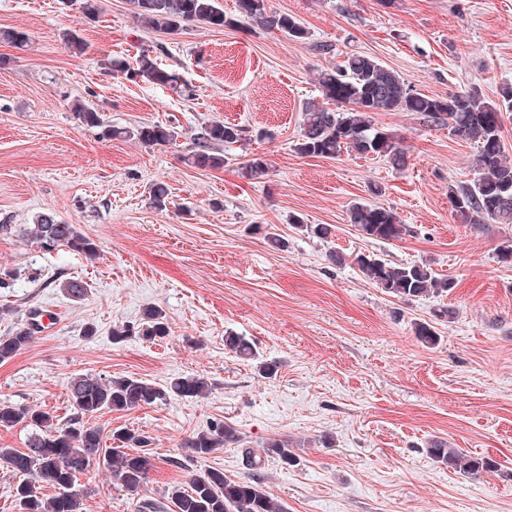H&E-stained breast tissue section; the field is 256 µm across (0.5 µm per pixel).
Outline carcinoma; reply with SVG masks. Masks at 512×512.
Returning <instances> with one entry per match:
<instances>
[{"label": "carcinoma", "mask_w": 512, "mask_h": 512, "mask_svg": "<svg viewBox=\"0 0 512 512\" xmlns=\"http://www.w3.org/2000/svg\"><path fill=\"white\" fill-rule=\"evenodd\" d=\"M134 18L155 30H174L183 23L222 28L229 23L219 0H128ZM239 15L266 31H279L294 40L307 38L300 21L288 14L268 13L266 0H237ZM111 73L129 80H141L158 86L178 89L179 74L162 67L152 50L146 49L129 62L113 58L107 63ZM317 84L324 102H309L303 108L301 135L294 149L301 156L334 159L345 151L362 156L384 158L395 168L406 164V152L394 136L373 127L374 112H414L431 125L446 124L459 139L477 149V176L466 184L448 189L452 209L464 224L512 223V159L502 142L503 116L512 112V85L500 88L495 99L486 97L480 88L471 86L446 97L429 96L414 91L400 74L378 59L351 53L331 68L317 72ZM74 118L90 128L100 130L102 137H129L146 146L173 144L179 137L176 128L161 124L120 128L105 124L93 107L77 103ZM244 130L221 120H213L200 128L195 150L187 158L194 167L217 168L224 156L217 154L221 146L242 139ZM167 185H152L150 199L154 208L164 210L168 200ZM348 222L366 238L384 241L400 240L406 225L391 209L372 202H358L348 209ZM27 234L45 248L66 246L87 258L97 256L98 246L72 224H62L51 214H41ZM351 263L357 265L364 279L388 295L402 301L427 296H440L451 290L452 281L439 276L428 262L394 265L370 255L356 254ZM34 323L29 322L12 335L0 337V362L8 361L28 346L34 338ZM169 333L166 313L157 307L147 308L138 327L119 325L112 328V340L119 343L130 336L146 340L162 338ZM416 339L426 347L439 344L440 336L431 322L414 325ZM224 349L243 360H255L253 344L232 331L224 334ZM208 385L199 377L178 376L165 385L149 383L133 377L111 379L75 377L68 387L73 413L59 426L41 409L0 403V427L20 424L32 434L26 448L0 446V468L23 477L16 485L14 497L18 512H81V494L76 490L78 477L93 464L104 466L112 480L133 498L139 499L138 512H158L160 505L141 498L149 481L155 456L152 441L142 433L122 428L112 432L116 448L104 444L101 430L83 422V418L102 410L127 411L162 403L173 397L197 398ZM239 442L234 427L216 421L196 432L187 441L191 457L205 459L219 448ZM435 464L462 477L478 480L498 470L499 463L490 456L475 455L455 448L446 440H432L424 448ZM267 457L283 466L296 461L288 442L270 439L263 445ZM45 483L55 495H39L35 483ZM173 512H286L259 482L234 480L224 470L208 468L166 491Z\"/></svg>", "instance_id": "carcinoma-1"}]
</instances>
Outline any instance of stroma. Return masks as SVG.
Segmentation results:
<instances>
[{
	"mask_svg": "<svg viewBox=\"0 0 512 512\" xmlns=\"http://www.w3.org/2000/svg\"><path fill=\"white\" fill-rule=\"evenodd\" d=\"M220 3L230 26L157 32L127 0H97L91 18L83 0H0V30L29 38L21 49L0 42V224L12 227L0 233V271L14 275L0 288V337L31 311L42 316L31 343L0 362V402L51 412L63 425L75 377L200 376L205 397L87 419L107 436L128 428L151 438L146 498L163 501L169 486L216 467L232 479L255 475L287 512H512V263L498 253L512 224L458 223L448 199L449 186L474 178L475 148L414 113L376 112L375 128L405 149V167L294 149L303 104L321 99L317 71L350 52L378 58L421 93L477 86L497 97L512 83V0H267L269 11L302 23L304 40L248 23L236 0ZM69 31L83 38V53L66 48ZM146 48L193 97L101 64ZM78 102L109 125L167 124L180 136L153 147L105 139L74 118ZM213 120L241 126L245 139L225 149L223 167L188 165L195 134ZM256 155L269 164L261 179L246 175ZM156 182L170 190L163 211L149 200ZM364 200L393 210L408 233L362 237L346 212ZM43 213L91 238L97 257L27 236ZM295 217L332 234L308 236ZM272 233L285 248L268 243ZM333 251L428 260L455 287L404 302L356 265H336ZM69 280L86 284L84 299L67 295ZM149 306L166 313L168 336L113 343V327L138 324ZM444 306L454 317L439 323L440 343L425 347L414 324ZM228 331L276 362V377L225 351ZM215 419L238 430L239 445L193 460L186 440ZM269 438L288 441L294 466H249L247 451ZM438 438L496 458L501 472L473 481L432 463L423 447ZM76 488L83 512H137L104 467Z\"/></svg>",
	"mask_w": 512,
	"mask_h": 512,
	"instance_id": "obj_1",
	"label": "stroma"
}]
</instances>
